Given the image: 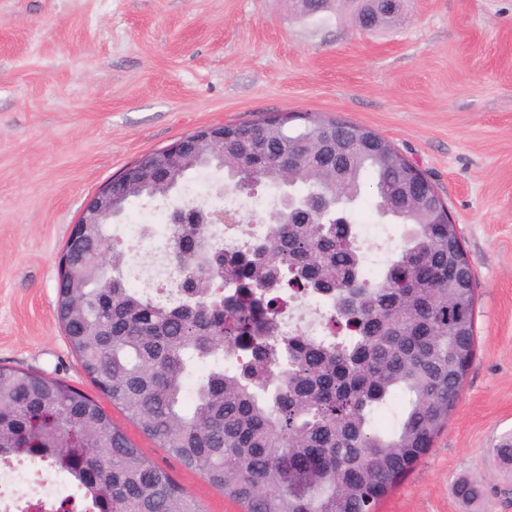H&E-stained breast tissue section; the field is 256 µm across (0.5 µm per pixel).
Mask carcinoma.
<instances>
[{
  "instance_id": "cac0c4a2",
  "label": "carcinoma",
  "mask_w": 512,
  "mask_h": 512,
  "mask_svg": "<svg viewBox=\"0 0 512 512\" xmlns=\"http://www.w3.org/2000/svg\"><path fill=\"white\" fill-rule=\"evenodd\" d=\"M360 28L387 29L400 16L352 4ZM291 128L263 120L224 126V191L252 186L282 200L327 197L349 216L371 189L383 217L407 227L383 269L363 271L358 226L339 240L335 224H290L281 206L272 223L242 244L248 257L243 287L266 323L265 340L250 336L252 317L219 289L237 270L220 257L202 273L206 287L190 301L163 304L131 288L119 239L112 238V287L78 288L60 314L78 306L79 319L61 323L82 370L112 406L183 467L199 472L241 512H376L379 500L412 468L447 425L474 355L473 284L467 258L448 282V235L433 233L434 211L396 202L405 161L384 151L339 148L346 167L312 172L318 125ZM295 164L283 163L288 151ZM107 228L89 229L93 249L75 264H100ZM429 260L437 276L402 285L396 271ZM323 291L331 301L327 335L277 336L288 296ZM212 364L195 381L198 363ZM401 409L377 425L394 393ZM512 466V438L493 449ZM25 455L62 469L83 491L88 512H201L165 469L152 462L82 391L28 371L0 367V459ZM457 497L478 500L480 486L462 480Z\"/></svg>"
}]
</instances>
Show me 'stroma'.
<instances>
[{
  "label": "stroma",
  "instance_id": "obj_1",
  "mask_svg": "<svg viewBox=\"0 0 512 512\" xmlns=\"http://www.w3.org/2000/svg\"><path fill=\"white\" fill-rule=\"evenodd\" d=\"M375 34L291 0H0V366L92 398L55 318L85 203L205 124L292 111L374 129L445 202L477 286L476 349L447 425L377 512H512L491 459L512 433V0H407ZM203 512L239 505L111 409ZM466 477L482 499L463 506Z\"/></svg>",
  "mask_w": 512,
  "mask_h": 512
}]
</instances>
